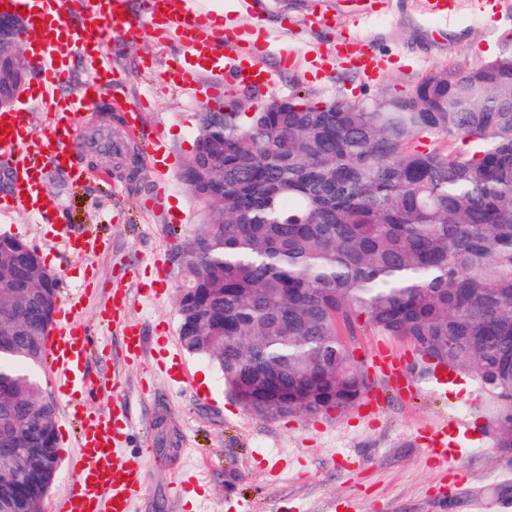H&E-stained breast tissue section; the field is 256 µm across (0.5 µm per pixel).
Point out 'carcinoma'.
<instances>
[{
	"label": "carcinoma",
	"mask_w": 512,
	"mask_h": 512,
	"mask_svg": "<svg viewBox=\"0 0 512 512\" xmlns=\"http://www.w3.org/2000/svg\"><path fill=\"white\" fill-rule=\"evenodd\" d=\"M242 107L206 114L178 173L215 217L177 244L183 348L216 361L245 411L315 418L372 391L346 344L370 327L468 375L494 405L492 447L512 453V48L369 103ZM43 266L0 236V278L27 284L0 295L13 325L0 336V436L38 451L0 512L40 507L58 455L55 408L38 399L58 300Z\"/></svg>",
	"instance_id": "1"
}]
</instances>
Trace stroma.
Returning <instances> with one entry per match:
<instances>
[{
  "label": "stroma",
  "mask_w": 512,
  "mask_h": 512,
  "mask_svg": "<svg viewBox=\"0 0 512 512\" xmlns=\"http://www.w3.org/2000/svg\"><path fill=\"white\" fill-rule=\"evenodd\" d=\"M209 21H221L236 34L255 37L265 47L274 84L265 92L244 87L229 99L247 106L300 93L312 102L338 99L367 101L404 91L431 73L473 68L494 59L512 37V9L499 12L483 0H463L445 21L424 15L417 0H388L358 13L354 0H194ZM338 12L337 26L310 27L312 13ZM352 37L357 52L382 57L376 80L360 77L341 63L314 65L317 54L337 40ZM100 51L112 58V82L99 99L112 108L111 118L96 109L81 114V141L111 135L114 143L134 147L142 159L135 176H127L125 158H113L112 177L74 179L46 163L47 188L65 224L101 228L107 247L96 260L68 252L39 224L18 209L0 216V234L16 236L38 248L56 274L59 300H80L77 316L89 331L93 348L86 364L96 388L88 406L112 408V388L127 399L132 428L123 459L142 462L146 489L133 512H507L491 486L512 480V458H503L487 434L491 405L469 378L453 393L418 377L416 356L407 341L365 327L353 346L363 362L378 347L401 354L418 378L415 397L393 390L375 378L373 397L380 408L357 407L316 419L265 420L244 411L225 391L218 367L184 353L177 308L181 278L169 260L180 239L193 234L198 212L188 188L177 178L192 155L201 120L223 111L220 102L198 99L193 86L203 73L188 70L185 87L166 83L162 75L189 62L180 41L154 31L131 45L98 38ZM298 57L294 67L281 62L282 45ZM141 108V129L131 133L115 99ZM166 157L163 181L148 162L147 138ZM124 288L146 344L138 363L125 361L123 332L103 327L101 312L113 288ZM180 353L195 381L179 386L165 373L170 352ZM40 396L56 408L61 465L42 507L44 512L71 479L68 461L75 452L73 423L63 395L46 371H39ZM460 418L466 430L457 441L458 460L441 466L425 454L432 430Z\"/></svg>",
  "instance_id": "obj_1"
}]
</instances>
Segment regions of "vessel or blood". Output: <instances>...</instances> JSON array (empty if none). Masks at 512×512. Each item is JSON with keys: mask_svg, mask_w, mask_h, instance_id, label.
I'll return each instance as SVG.
<instances>
[{"mask_svg": "<svg viewBox=\"0 0 512 512\" xmlns=\"http://www.w3.org/2000/svg\"><path fill=\"white\" fill-rule=\"evenodd\" d=\"M47 8L45 0H0L23 13L22 38L28 47V62L39 74L37 85L29 87L25 101L32 111L42 113L44 125L39 133L26 131L16 111H0V163L14 173L13 192L0 199V213L22 208L37 215L43 223L55 225L56 238L79 256L103 252L102 238L78 234L71 225L58 224L57 208L47 194L43 161L51 159L60 169L82 176L77 164L81 150L76 134L77 118L93 105L102 79L111 71L106 54H99L87 70L79 93L62 95L59 86L65 77L64 62L79 49L84 34L111 32L122 41L132 33L163 24L165 32L180 38L195 65H222L235 83L266 88L269 72L260 56L244 39L225 41L223 55H216V38L206 15L193 9L190 0H142L139 11H132L128 0H81L78 23L68 17L67 0H54ZM62 324L48 337L45 356L49 359L59 389L73 397L74 416L80 424L77 454L71 461L72 482L67 492L53 503V512H132L133 502L144 492L146 472L142 464L118 461L117 448L128 424L124 397H115L111 413L89 407L84 396L92 384L84 373L90 349V337L76 317L75 304L58 309ZM374 368L384 373L399 392L415 387L401 358L386 348L374 355ZM462 429L451 421L435 430L427 452L440 461L459 455L455 439Z\"/></svg>", "mask_w": 512, "mask_h": 512, "instance_id": "obj_1", "label": "vessel or blood"}]
</instances>
